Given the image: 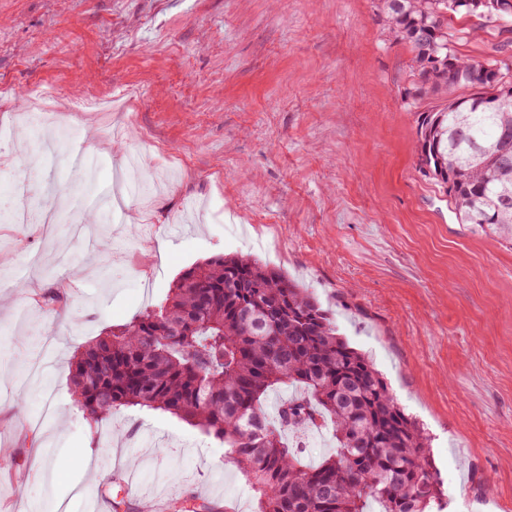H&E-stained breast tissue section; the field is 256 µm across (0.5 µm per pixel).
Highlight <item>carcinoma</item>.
<instances>
[{
    "mask_svg": "<svg viewBox=\"0 0 512 512\" xmlns=\"http://www.w3.org/2000/svg\"><path fill=\"white\" fill-rule=\"evenodd\" d=\"M389 36L411 53L406 104L416 110L419 171L439 185L461 223L512 245V97L493 95L488 66L506 54L464 56L454 20L485 10L453 0H379ZM430 31L442 47L431 57ZM455 61L448 69V59ZM75 401L93 427L122 407L170 413L224 444L256 494V512H429L442 479L428 440L372 362L337 333L315 298L249 256L185 269L166 299L78 348ZM279 385L300 388L280 417ZM332 425L336 450L320 463L287 434Z\"/></svg>",
    "mask_w": 512,
    "mask_h": 512,
    "instance_id": "1",
    "label": "carcinoma"
}]
</instances>
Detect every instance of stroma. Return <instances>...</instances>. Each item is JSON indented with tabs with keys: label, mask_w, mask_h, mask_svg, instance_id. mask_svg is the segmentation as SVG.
<instances>
[{
	"label": "stroma",
	"mask_w": 512,
	"mask_h": 512,
	"mask_svg": "<svg viewBox=\"0 0 512 512\" xmlns=\"http://www.w3.org/2000/svg\"><path fill=\"white\" fill-rule=\"evenodd\" d=\"M410 59L375 0H0V111L59 92L100 165L76 173L61 149L57 196L117 199L79 239L66 210L53 243L0 223V267L23 271L0 285V512L190 496L256 512L218 441L137 407L90 428L68 381L79 346L234 254L306 287L369 355L430 440L444 512H512V249L420 174ZM35 131L19 120L0 148L16 158L0 195Z\"/></svg>",
	"instance_id": "1"
}]
</instances>
